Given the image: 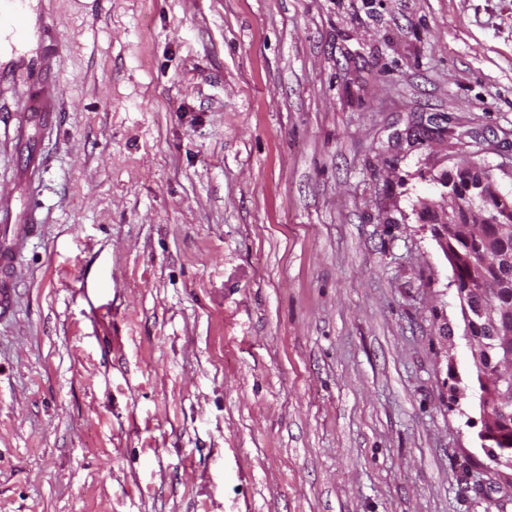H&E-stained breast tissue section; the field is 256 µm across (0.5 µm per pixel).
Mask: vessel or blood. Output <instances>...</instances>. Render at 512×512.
Returning a JSON list of instances; mask_svg holds the SVG:
<instances>
[{"label": "vessel or blood", "mask_w": 512, "mask_h": 512, "mask_svg": "<svg viewBox=\"0 0 512 512\" xmlns=\"http://www.w3.org/2000/svg\"><path fill=\"white\" fill-rule=\"evenodd\" d=\"M45 0H0V85L21 89L32 123L52 126L62 110L45 86L57 74L60 47L49 23ZM37 229L35 214L13 220L0 209V317L13 310L11 275L20 252Z\"/></svg>", "instance_id": "vessel-or-blood-1"}]
</instances>
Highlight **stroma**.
Segmentation results:
<instances>
[{"label": "stroma", "mask_w": 512, "mask_h": 512, "mask_svg": "<svg viewBox=\"0 0 512 512\" xmlns=\"http://www.w3.org/2000/svg\"><path fill=\"white\" fill-rule=\"evenodd\" d=\"M0 512H512L419 201L512 200V0H54ZM42 152V177L24 160Z\"/></svg>", "instance_id": "35a3bbf8"}]
</instances>
